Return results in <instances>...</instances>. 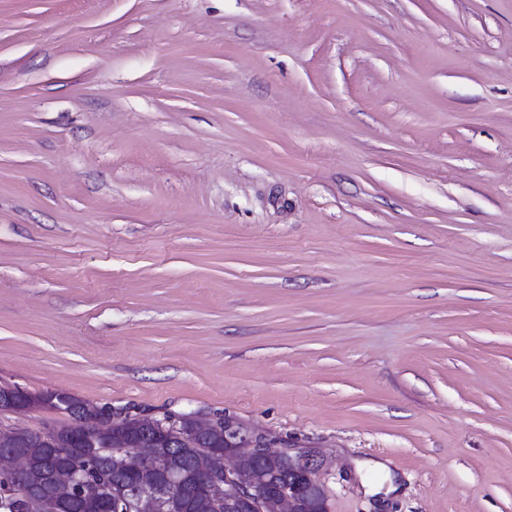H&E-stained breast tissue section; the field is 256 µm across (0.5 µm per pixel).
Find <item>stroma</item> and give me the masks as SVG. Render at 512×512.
<instances>
[{
  "label": "stroma",
  "mask_w": 512,
  "mask_h": 512,
  "mask_svg": "<svg viewBox=\"0 0 512 512\" xmlns=\"http://www.w3.org/2000/svg\"><path fill=\"white\" fill-rule=\"evenodd\" d=\"M0 386L512 512V0H0Z\"/></svg>",
  "instance_id": "35a3bbf8"
}]
</instances>
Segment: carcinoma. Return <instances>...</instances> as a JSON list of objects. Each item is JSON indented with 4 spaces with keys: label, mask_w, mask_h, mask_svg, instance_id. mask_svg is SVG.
I'll use <instances>...</instances> for the list:
<instances>
[{
    "label": "carcinoma",
    "mask_w": 512,
    "mask_h": 512,
    "mask_svg": "<svg viewBox=\"0 0 512 512\" xmlns=\"http://www.w3.org/2000/svg\"><path fill=\"white\" fill-rule=\"evenodd\" d=\"M10 399L23 408H44L66 414L70 424L51 431L22 428L0 436V448L20 456L23 486L13 477L0 475V512H30L22 493L27 491L38 502L41 512H53L59 500L55 472L65 463L78 477L77 493L67 501V512H138L135 497L144 486L159 484L168 473H177L191 486L196 478L197 456L209 451L224 457V427L202 429L195 415H181L180 433L185 441L169 446L167 435L148 420L132 432L129 416L112 421V431L103 433L92 423V406L86 401L60 392L29 394L10 387H0V401ZM153 447L155 461L146 464L136 449ZM123 452L130 469L116 471L112 456ZM240 475L255 482L264 496L265 512H279L281 489L287 472L276 458L262 460L240 455L236 459ZM168 512H220L209 497L187 491L172 493Z\"/></svg>",
    "instance_id": "1"
}]
</instances>
